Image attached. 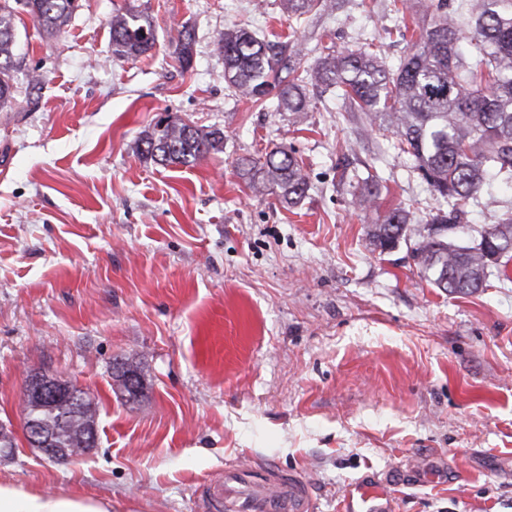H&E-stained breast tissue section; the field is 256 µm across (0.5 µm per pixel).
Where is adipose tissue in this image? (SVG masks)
Returning <instances> with one entry per match:
<instances>
[{"mask_svg":"<svg viewBox=\"0 0 512 512\" xmlns=\"http://www.w3.org/2000/svg\"><path fill=\"white\" fill-rule=\"evenodd\" d=\"M0 512H112V503L77 494H45L0 481Z\"/></svg>","mask_w":512,"mask_h":512,"instance_id":"obj_1","label":"adipose tissue"}]
</instances>
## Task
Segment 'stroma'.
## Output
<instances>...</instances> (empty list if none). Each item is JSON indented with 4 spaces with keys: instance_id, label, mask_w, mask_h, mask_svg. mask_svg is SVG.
<instances>
[{
    "instance_id": "stroma-1",
    "label": "stroma",
    "mask_w": 512,
    "mask_h": 512,
    "mask_svg": "<svg viewBox=\"0 0 512 512\" xmlns=\"http://www.w3.org/2000/svg\"><path fill=\"white\" fill-rule=\"evenodd\" d=\"M425 5L399 17L389 0H330L293 34L309 64L423 24ZM120 9L151 20L147 55L113 57ZM288 24L282 0H81L49 37L18 9L0 112V424L16 448L0 480L112 512H203L205 481L249 462L303 480L315 512H345V488L374 481L390 512H512V253L457 296L429 285L412 243L368 247L390 209L420 224L438 202L335 90L309 87L295 114L227 87L224 29L277 42ZM187 28L185 70L173 51ZM166 111L221 129L223 148L191 167L142 159ZM277 145L307 176L293 207L237 166ZM371 175L381 193L356 207L351 184ZM510 208L512 184L492 182L453 238L478 239ZM117 358L142 377L137 402L115 390ZM34 373L94 400L89 453L60 463L28 444Z\"/></svg>"
}]
</instances>
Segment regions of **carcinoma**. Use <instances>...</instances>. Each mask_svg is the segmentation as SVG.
<instances>
[{"mask_svg": "<svg viewBox=\"0 0 512 512\" xmlns=\"http://www.w3.org/2000/svg\"><path fill=\"white\" fill-rule=\"evenodd\" d=\"M24 2L34 21L49 34L63 31L80 8L79 0ZM288 17H302L319 0H283ZM429 22L413 40V50L391 69L383 60V43L365 50L342 51L302 65L293 40L272 43L244 26L224 29L217 48L224 58V81L240 96L264 102L272 95L284 112H306L309 85L334 87L350 109L370 126L391 135L393 148L413 161V168L442 205L427 234L411 224V211H389L370 233L369 245L382 252L416 235L413 254L427 282L450 295H469L486 286L497 263L485 236L512 237V215L480 233L479 243H456L447 231L469 200L477 198L493 177L512 182V0H427ZM16 8L0 0V111L14 100ZM112 55L133 59L156 45L154 27L131 11L112 15ZM195 39L185 30L175 58L192 66ZM287 71L288 77L281 76ZM224 132L193 126L172 115L157 121L141 139V156L166 166H192L206 153L221 149ZM251 180L293 206L307 180L294 150L279 146L263 159L244 165ZM355 203L367 206L378 195L369 180L355 186ZM86 408L60 404L37 416L60 452L78 448L96 426V408L86 392Z\"/></svg>", "mask_w": 512, "mask_h": 512, "instance_id": "1", "label": "carcinoma"}]
</instances>
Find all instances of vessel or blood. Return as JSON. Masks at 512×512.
Instances as JSON below:
<instances>
[{"instance_id":"vessel-or-blood-1","label":"vessel or blood","mask_w":512,"mask_h":512,"mask_svg":"<svg viewBox=\"0 0 512 512\" xmlns=\"http://www.w3.org/2000/svg\"><path fill=\"white\" fill-rule=\"evenodd\" d=\"M205 498L217 512H313L304 482L274 469L263 477L237 467L210 479Z\"/></svg>"}]
</instances>
